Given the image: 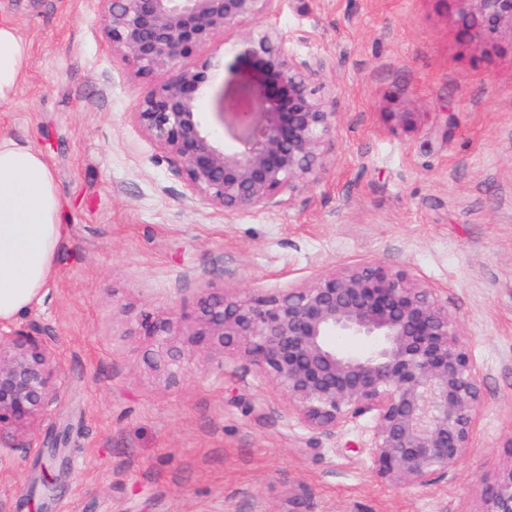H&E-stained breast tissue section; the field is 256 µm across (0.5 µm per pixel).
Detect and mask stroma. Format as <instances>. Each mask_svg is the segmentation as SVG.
<instances>
[{
    "mask_svg": "<svg viewBox=\"0 0 512 512\" xmlns=\"http://www.w3.org/2000/svg\"><path fill=\"white\" fill-rule=\"evenodd\" d=\"M101 10L0 0L29 46L0 137L45 156L65 226L52 279L13 325L56 351L73 449L48 502L29 497L40 449L0 450V512H481L486 481L512 467V33L476 43L459 0H274L259 23L326 60L314 84L336 127L318 183L227 217L191 201L134 124L171 74L114 52ZM259 23L213 39L204 111L224 81H252L235 58ZM371 260L447 294L480 371L482 416L452 477H378L371 416L311 430L231 350L185 348L169 383L150 327L202 289L272 292Z\"/></svg>",
    "mask_w": 512,
    "mask_h": 512,
    "instance_id": "35a3bbf8",
    "label": "stroma"
}]
</instances>
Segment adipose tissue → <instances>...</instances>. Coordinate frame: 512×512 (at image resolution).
I'll return each mask as SVG.
<instances>
[{"mask_svg":"<svg viewBox=\"0 0 512 512\" xmlns=\"http://www.w3.org/2000/svg\"><path fill=\"white\" fill-rule=\"evenodd\" d=\"M15 27L0 23V106L13 101L28 60ZM60 200L43 156L10 137L0 139V322L38 301L62 240Z\"/></svg>","mask_w":512,"mask_h":512,"instance_id":"ef3b65f1","label":"adipose tissue"}]
</instances>
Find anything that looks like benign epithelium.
<instances>
[{
	"label": "benign epithelium",
	"instance_id": "benign-epithelium-1",
	"mask_svg": "<svg viewBox=\"0 0 512 512\" xmlns=\"http://www.w3.org/2000/svg\"><path fill=\"white\" fill-rule=\"evenodd\" d=\"M112 47L137 70L171 71L139 101L133 120L177 163L192 196L226 216L265 209L318 181L336 112L318 96L313 77L324 61L290 53L282 34L261 27L245 38L238 60L252 84L224 83L214 103L228 145L203 118L201 71L182 59L221 31L267 14L273 0H100ZM464 31L480 43L512 30V0H462ZM224 364L226 349L270 373L291 410L309 428L334 431L372 415L366 449L378 476L422 487L453 474L467 456L483 407L482 384L448 302L436 289L380 262L319 275L310 283L243 297L203 289L196 309L154 327L157 355L176 370L183 352L171 332ZM364 340L350 354L335 336ZM60 366L53 347L26 329L0 325V447L36 439L66 470L70 434L53 416ZM50 471L31 493H56ZM481 512H512V468L486 484Z\"/></svg>",
	"mask_w": 512,
	"mask_h": 512
}]
</instances>
